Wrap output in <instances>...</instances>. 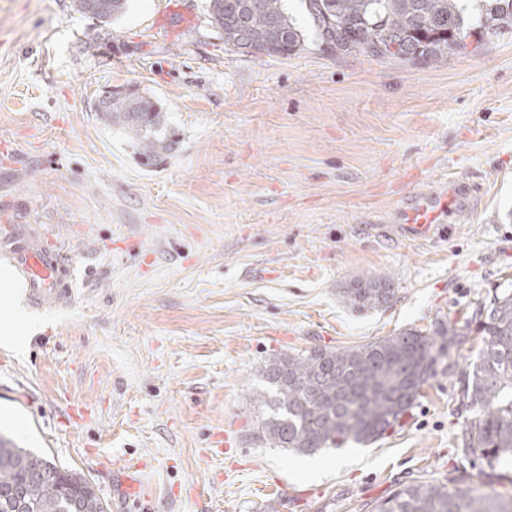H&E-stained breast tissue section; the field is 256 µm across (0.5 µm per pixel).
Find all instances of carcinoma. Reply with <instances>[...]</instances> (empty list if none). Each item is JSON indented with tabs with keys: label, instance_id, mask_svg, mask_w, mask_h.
I'll use <instances>...</instances> for the list:
<instances>
[{
	"label": "carcinoma",
	"instance_id": "cac0c4a2",
	"mask_svg": "<svg viewBox=\"0 0 512 512\" xmlns=\"http://www.w3.org/2000/svg\"><path fill=\"white\" fill-rule=\"evenodd\" d=\"M129 0H75L77 10L105 24L122 17ZM283 0H208L224 44L250 55L288 56L301 49L302 33ZM319 42L338 52L376 59L379 45L395 43L390 57L417 56L439 63L466 50L470 18L459 0H303ZM480 34L512 29V0H476ZM100 120L124 129L142 164L154 165L177 142L153 97L133 92L97 105ZM385 276L358 278L342 289L343 302L376 309L393 295ZM470 320L482 336L477 358L461 371L471 417L459 432L461 452L493 472L512 470V289L497 288L477 300ZM460 333L439 320L432 332L408 329L360 346L315 347L274 354L260 366L263 386L254 395L260 420L254 439L270 448L312 456L328 448L366 443L400 425L437 360ZM20 489L24 501L13 497ZM0 512H108V504L80 473L18 448L0 436ZM371 512H512V494L483 495L438 481L401 485L373 503Z\"/></svg>",
	"mask_w": 512,
	"mask_h": 512
}]
</instances>
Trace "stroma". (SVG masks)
<instances>
[{
  "instance_id": "stroma-1",
  "label": "stroma",
  "mask_w": 512,
  "mask_h": 512,
  "mask_svg": "<svg viewBox=\"0 0 512 512\" xmlns=\"http://www.w3.org/2000/svg\"><path fill=\"white\" fill-rule=\"evenodd\" d=\"M225 45L207 0H130L116 23L74 0H0V229L27 225L74 272L68 304L0 283V434L79 472L110 512H370L414 480L493 495L456 449L470 412L446 371L401 426L312 457L252 440L258 368L437 321L464 327L512 279V34L437 64L316 44ZM191 24H184L183 15ZM153 97L178 146L142 165L103 124L104 92ZM415 193L455 198L442 237L397 232ZM389 277L376 310L339 291ZM140 472L138 500L114 476Z\"/></svg>"
}]
</instances>
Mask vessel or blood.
I'll return each mask as SVG.
<instances>
[{"instance_id": "obj_1", "label": "vessel or blood", "mask_w": 512, "mask_h": 512, "mask_svg": "<svg viewBox=\"0 0 512 512\" xmlns=\"http://www.w3.org/2000/svg\"><path fill=\"white\" fill-rule=\"evenodd\" d=\"M447 206L448 200L443 196L413 195L401 212L405 234L422 238L435 233ZM9 243L8 259L24 278L30 302L37 307L49 300L64 302L69 291L62 283L69 270L60 255L23 230L11 235Z\"/></svg>"}]
</instances>
